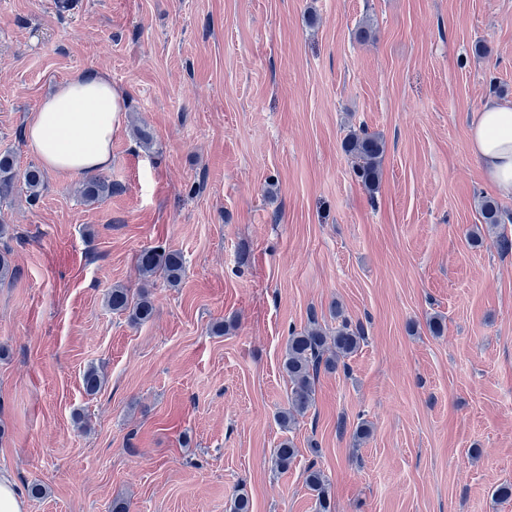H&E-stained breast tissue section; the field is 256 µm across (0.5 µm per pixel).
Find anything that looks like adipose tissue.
<instances>
[{
    "label": "adipose tissue",
    "instance_id": "ef3b65f1",
    "mask_svg": "<svg viewBox=\"0 0 512 512\" xmlns=\"http://www.w3.org/2000/svg\"><path fill=\"white\" fill-rule=\"evenodd\" d=\"M125 101L105 72L78 71L34 110L27 144L46 169L63 176L109 168ZM469 148L497 191L512 197V102L485 100L471 118Z\"/></svg>",
    "mask_w": 512,
    "mask_h": 512
}]
</instances>
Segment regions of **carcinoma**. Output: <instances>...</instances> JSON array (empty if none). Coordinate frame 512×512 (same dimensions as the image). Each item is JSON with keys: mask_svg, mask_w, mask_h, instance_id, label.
<instances>
[{"mask_svg": "<svg viewBox=\"0 0 512 512\" xmlns=\"http://www.w3.org/2000/svg\"><path fill=\"white\" fill-rule=\"evenodd\" d=\"M343 151L356 161L354 174L357 181L371 195L381 183L382 161L385 143L381 137L366 130L349 133L342 143ZM22 180L30 196L37 197L43 182V172L37 167L26 169L23 174L15 170L13 157L0 155V198H5L14 190L15 182ZM82 196L88 201H96L112 194V181L99 175L86 177L81 187ZM483 222L495 227L500 224L498 203L488 197L480 201ZM138 271L141 279L148 283L162 276L170 286H177L184 274L182 255L161 247L147 248L138 256ZM108 305L116 313H125L134 324L148 321L154 313V304L143 295L137 299L130 297V290L116 286L108 293ZM340 322L329 336L315 315H310L308 325L301 331H293L288 336L282 367L291 382L289 407L278 416L285 428L294 426L298 418L304 416L315 403V382L320 370L332 371L338 363L356 352L365 339L361 323L336 313ZM87 392H97L104 382L98 368L90 366L83 375ZM298 453L292 441L283 442L273 457L274 467L286 471ZM305 483L316 497L317 512H334L324 473L316 465L305 471Z\"/></svg>", "mask_w": 512, "mask_h": 512, "instance_id": "cac0c4a2", "label": "carcinoma"}]
</instances>
